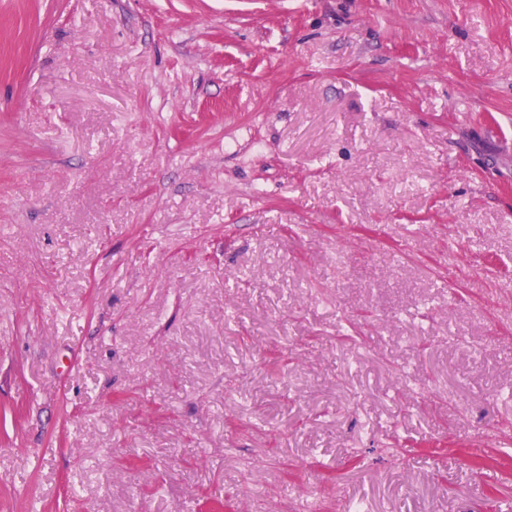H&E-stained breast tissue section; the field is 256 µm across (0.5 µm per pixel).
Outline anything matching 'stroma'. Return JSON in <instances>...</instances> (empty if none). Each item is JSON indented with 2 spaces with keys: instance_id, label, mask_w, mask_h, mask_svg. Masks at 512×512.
I'll list each match as a JSON object with an SVG mask.
<instances>
[{
  "instance_id": "obj_1",
  "label": "stroma",
  "mask_w": 512,
  "mask_h": 512,
  "mask_svg": "<svg viewBox=\"0 0 512 512\" xmlns=\"http://www.w3.org/2000/svg\"><path fill=\"white\" fill-rule=\"evenodd\" d=\"M512 512V0H0V512Z\"/></svg>"
}]
</instances>
